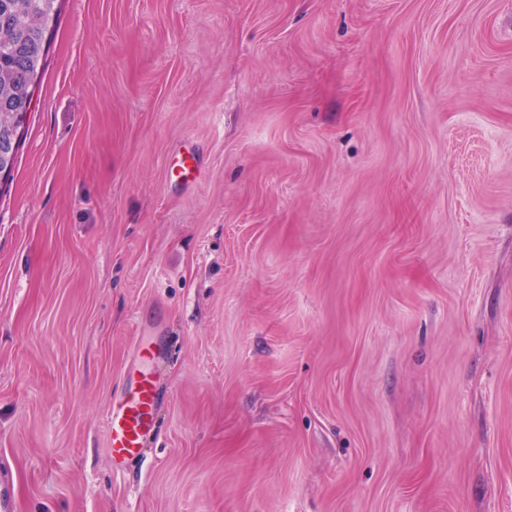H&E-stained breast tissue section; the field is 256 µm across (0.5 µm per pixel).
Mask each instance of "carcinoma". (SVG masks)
<instances>
[{
    "label": "carcinoma",
    "instance_id": "carcinoma-1",
    "mask_svg": "<svg viewBox=\"0 0 512 512\" xmlns=\"http://www.w3.org/2000/svg\"><path fill=\"white\" fill-rule=\"evenodd\" d=\"M57 0H0V129L24 128L28 88L39 83ZM20 143L0 134V176L19 159Z\"/></svg>",
    "mask_w": 512,
    "mask_h": 512
}]
</instances>
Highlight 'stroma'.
Wrapping results in <instances>:
<instances>
[{
  "instance_id": "obj_1",
  "label": "stroma",
  "mask_w": 512,
  "mask_h": 512,
  "mask_svg": "<svg viewBox=\"0 0 512 512\" xmlns=\"http://www.w3.org/2000/svg\"><path fill=\"white\" fill-rule=\"evenodd\" d=\"M57 7L0 180V512H512V0ZM140 359L139 376L134 379L117 409L106 419L109 451L117 465L134 460L153 436L155 414L160 400V389L153 372L146 369L156 358L150 345L136 348Z\"/></svg>"
}]
</instances>
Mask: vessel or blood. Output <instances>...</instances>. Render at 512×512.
Segmentation results:
<instances>
[{
  "label": "vessel or blood",
  "mask_w": 512,
  "mask_h": 512,
  "mask_svg": "<svg viewBox=\"0 0 512 512\" xmlns=\"http://www.w3.org/2000/svg\"><path fill=\"white\" fill-rule=\"evenodd\" d=\"M135 356L142 367L117 409L106 419L109 451L115 463L134 460L153 435L155 414L160 400V389L148 366L156 358L148 346L136 349Z\"/></svg>",
  "instance_id": "1"
}]
</instances>
